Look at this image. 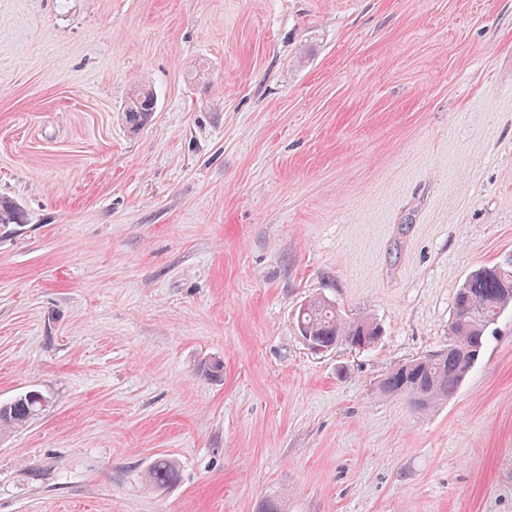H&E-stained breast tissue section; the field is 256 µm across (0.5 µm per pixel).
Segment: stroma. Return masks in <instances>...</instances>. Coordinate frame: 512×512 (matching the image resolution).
Listing matches in <instances>:
<instances>
[{
    "mask_svg": "<svg viewBox=\"0 0 512 512\" xmlns=\"http://www.w3.org/2000/svg\"><path fill=\"white\" fill-rule=\"evenodd\" d=\"M0 196V402L51 399L0 512H512V308L378 389L512 263V0H0ZM316 296L378 342L312 352ZM156 99L151 89L141 87L135 90L122 108V120L126 126L136 132L143 129L152 119ZM509 306L512 269L493 265L473 271L455 296L448 348L396 365L379 381V390L406 399L417 411L448 400L480 357L489 326ZM149 482L156 487H164L174 483L178 478L175 464L169 459L155 461L148 472Z\"/></svg>",
    "mask_w": 512,
    "mask_h": 512,
    "instance_id": "stroma-1",
    "label": "stroma"
}]
</instances>
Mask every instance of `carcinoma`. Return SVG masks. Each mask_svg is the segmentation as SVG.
<instances>
[{
    "instance_id": "carcinoma-1",
    "label": "carcinoma",
    "mask_w": 512,
    "mask_h": 512,
    "mask_svg": "<svg viewBox=\"0 0 512 512\" xmlns=\"http://www.w3.org/2000/svg\"><path fill=\"white\" fill-rule=\"evenodd\" d=\"M156 99L151 89L135 90L122 108V120L133 132L152 119ZM22 211L9 200H0V224H22ZM512 306V269L500 265L483 266L473 271L458 290L449 323L448 347L396 365L379 381V390L388 396L402 397L417 411H425L451 397L477 362L486 342V333L502 313ZM300 336L332 350L338 345L363 347L362 339L373 342L380 332L368 318L346 320L336 305L322 297L304 302L296 317ZM50 399L28 391L0 403V430L26 427L49 406ZM156 487L174 483L175 464L160 459L148 472Z\"/></svg>"
}]
</instances>
